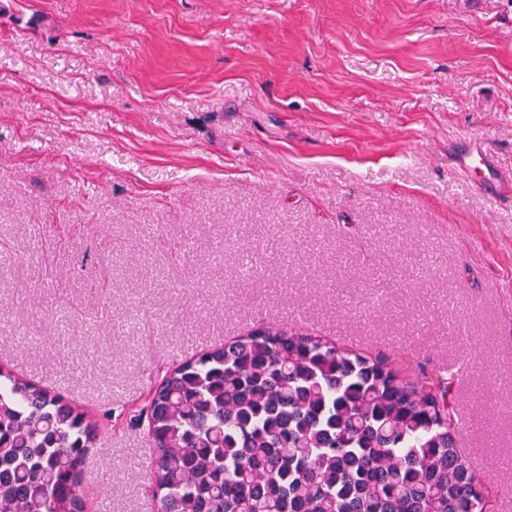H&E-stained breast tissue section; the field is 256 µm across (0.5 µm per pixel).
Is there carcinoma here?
Instances as JSON below:
<instances>
[{"label": "carcinoma", "mask_w": 512, "mask_h": 512, "mask_svg": "<svg viewBox=\"0 0 512 512\" xmlns=\"http://www.w3.org/2000/svg\"><path fill=\"white\" fill-rule=\"evenodd\" d=\"M458 373L267 324L165 371L147 423L157 512H488L458 448ZM99 433L60 397L0 378V512H78Z\"/></svg>", "instance_id": "carcinoma-1"}]
</instances>
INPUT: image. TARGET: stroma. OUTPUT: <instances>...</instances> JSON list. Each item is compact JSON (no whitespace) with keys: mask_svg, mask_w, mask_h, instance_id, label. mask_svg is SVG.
Returning <instances> with one entry per match:
<instances>
[{"mask_svg":"<svg viewBox=\"0 0 512 512\" xmlns=\"http://www.w3.org/2000/svg\"><path fill=\"white\" fill-rule=\"evenodd\" d=\"M473 143L512 178V0H0V371L101 429L85 512H157L131 405L262 323L462 365L512 512V196ZM457 166L461 170H465L470 174H477V170L488 174V184L490 187L495 186L498 182V174L495 172L493 163L487 150L480 146H468L461 154Z\"/></svg>","mask_w":512,"mask_h":512,"instance_id":"obj_1","label":"stroma"}]
</instances>
